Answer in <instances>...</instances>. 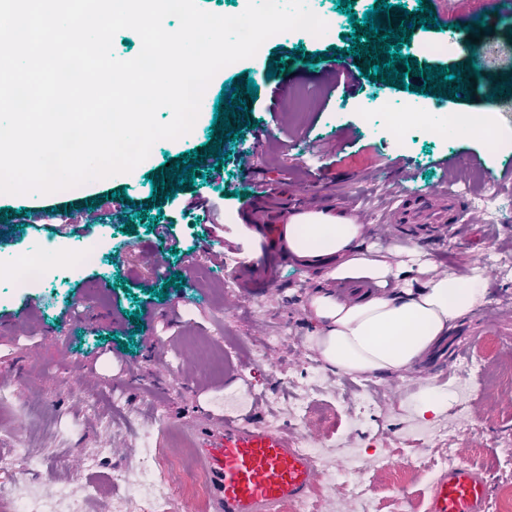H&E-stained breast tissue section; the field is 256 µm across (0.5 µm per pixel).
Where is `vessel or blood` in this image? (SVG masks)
<instances>
[{"label":"vessel or blood","mask_w":512,"mask_h":512,"mask_svg":"<svg viewBox=\"0 0 512 512\" xmlns=\"http://www.w3.org/2000/svg\"><path fill=\"white\" fill-rule=\"evenodd\" d=\"M390 215L395 224L447 226L452 236L460 225L482 221L447 190L429 196L411 193L395 202ZM281 260L274 248L260 264L242 262L240 271L251 296H263L274 286L273 270ZM199 446L210 512H283L285 504L306 500L321 478L314 456L299 448L284 429L212 421L201 429ZM489 497L486 472L467 464L452 465L434 479L427 512H487Z\"/></svg>","instance_id":"1"}]
</instances>
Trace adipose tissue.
<instances>
[{
    "mask_svg": "<svg viewBox=\"0 0 512 512\" xmlns=\"http://www.w3.org/2000/svg\"><path fill=\"white\" fill-rule=\"evenodd\" d=\"M284 224L291 253L329 258V279L347 287L345 297L320 291L310 301L320 327L313 344L336 370L371 377L406 371L485 297L481 271L459 277L420 260L391 263L365 247L362 225L345 213L293 211Z\"/></svg>",
    "mask_w": 512,
    "mask_h": 512,
    "instance_id": "obj_1",
    "label": "adipose tissue"
}]
</instances>
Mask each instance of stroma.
Masks as SVG:
<instances>
[{
  "label": "stroma",
  "instance_id": "35a3bbf8",
  "mask_svg": "<svg viewBox=\"0 0 512 512\" xmlns=\"http://www.w3.org/2000/svg\"><path fill=\"white\" fill-rule=\"evenodd\" d=\"M336 3L309 0L338 16L329 37L312 41L290 31L268 40L255 56L220 69L192 131L157 141L131 172L80 185L75 192L0 194V208L12 211L70 209L69 217L56 211L17 231L1 227L0 263L46 246L64 254L89 244L100 251L97 263L57 272L44 288L0 278V452L25 448L32 458L0 471V504L18 492L62 491L85 500V512H142L141 494L163 487L172 493L169 512H191L175 490L198 466L197 428L221 417L286 428L315 443L321 479L309 498L312 512H426L435 470L451 453L487 471L492 496L512 488V467L500 450L512 439V386L491 382L463 392L472 355L459 356L441 384L448 410L424 419L413 397L434 381L427 360L400 374L367 378L329 367L313 348L318 325L309 301L316 289L327 287V265L305 266L288 253L270 293L252 298L239 286L240 261L262 260L270 239L282 238L283 213L339 209L352 216L362 210L371 218L366 246L392 261L415 250L426 254L438 273L483 270L486 298L454 323V331L491 311L512 316V182L503 178L512 166V94L490 100L483 92L512 78V10L496 0H454L453 22L485 18L479 43L452 45L447 31L418 27L402 47V55L431 66L475 62L481 75L466 101L416 93L423 80L411 75L403 90L365 79L347 58L292 62L290 71L267 77L271 54L290 60L298 47L309 55L350 47L351 26ZM444 41L446 53H426L428 44ZM242 74L259 87L248 110L258 125L223 143L230 153L224 165L204 157L194 181L195 192L215 202L216 211L192 218L184 215L183 200L168 199L162 221L172 225L171 238H159L143 221L136 222L135 234H125L134 204L151 199L148 173L208 142L218 96ZM299 87L310 106L297 120L287 104ZM378 102L481 112L505 137L493 150L476 137L425 140L411 127L398 141L375 111ZM324 137L335 139L336 151H314V141ZM245 152L250 164L243 167L237 160ZM260 181L270 190L262 199L270 209L263 223L253 219L247 200ZM443 187L468 209L496 193L494 221L465 225L453 238L422 241L388 223L397 199ZM120 188L127 201L111 199ZM90 199L91 210L85 206ZM214 223L223 225L222 237L210 235ZM175 273L185 278L182 289L162 301L151 296V288ZM99 280L109 282L107 291L96 289ZM132 311L141 312L143 332H135L128 318ZM23 313L28 326L14 331L13 321ZM130 341L133 352L120 350V343ZM69 375L79 377L78 386L64 385ZM298 399L307 404L300 419L292 411ZM462 400L466 436L428 443L427 430L453 419L452 407ZM362 402L371 403V411H350V404ZM416 457L429 460V468L409 470L408 460ZM118 467L128 468L132 490L89 498L90 483L106 482Z\"/></svg>",
  "mask_w": 512,
  "mask_h": 512
}]
</instances>
